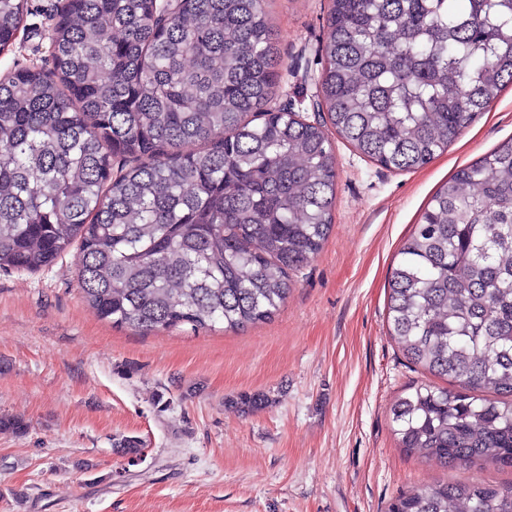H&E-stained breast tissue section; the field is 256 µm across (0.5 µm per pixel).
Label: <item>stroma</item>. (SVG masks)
<instances>
[{
	"instance_id": "35a3bbf8",
	"label": "stroma",
	"mask_w": 512,
	"mask_h": 512,
	"mask_svg": "<svg viewBox=\"0 0 512 512\" xmlns=\"http://www.w3.org/2000/svg\"><path fill=\"white\" fill-rule=\"evenodd\" d=\"M61 0H28L0 77L49 62ZM329 0H269L288 75L275 103L316 120ZM512 139V87L424 168L395 172L334 139L333 229L272 320L240 331L117 328L87 304L70 248L0 271V512H388L399 494L512 469L443 467L399 448L390 408L431 382L389 334L396 254L434 191ZM267 406L241 408L244 394ZM140 440L136 462L118 456Z\"/></svg>"
}]
</instances>
